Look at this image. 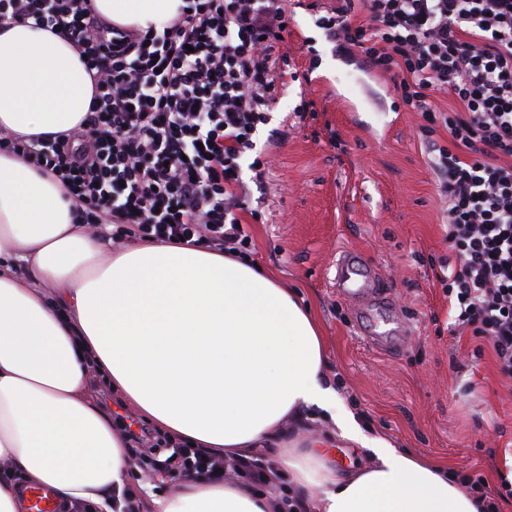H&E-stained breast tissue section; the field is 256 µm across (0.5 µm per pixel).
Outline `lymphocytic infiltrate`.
<instances>
[{
	"instance_id": "obj_1",
	"label": "lymphocytic infiltrate",
	"mask_w": 512,
	"mask_h": 512,
	"mask_svg": "<svg viewBox=\"0 0 512 512\" xmlns=\"http://www.w3.org/2000/svg\"><path fill=\"white\" fill-rule=\"evenodd\" d=\"M163 30L126 31L88 0H0V26L33 21L70 35L95 89L78 128L62 139L0 147L22 152L67 182L83 223L116 240L185 243L250 258L241 212L261 215L253 186L272 158L255 137L269 122L290 63L284 0H183ZM366 20L354 22L355 9ZM342 53H362L391 76L419 131L447 208L445 240L459 262L441 277L460 329L487 340L512 381V0H336L317 20ZM443 94L446 117L428 107ZM445 126L449 144L435 138ZM468 157H460L459 148ZM174 479L262 481V461L179 447Z\"/></svg>"
}]
</instances>
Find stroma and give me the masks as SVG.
<instances>
[{
  "instance_id": "stroma-1",
  "label": "stroma",
  "mask_w": 512,
  "mask_h": 512,
  "mask_svg": "<svg viewBox=\"0 0 512 512\" xmlns=\"http://www.w3.org/2000/svg\"><path fill=\"white\" fill-rule=\"evenodd\" d=\"M314 0H287L282 46L298 70L256 136L274 156L262 223L247 224L252 259L309 306L327 373L367 436L481 480L499 512L512 474V384L485 339L459 334L436 275L452 263L423 119L389 77L335 50L316 25ZM311 50H304V43ZM310 100L314 117L296 108ZM362 254L380 278L384 303L358 312L331 280L342 251Z\"/></svg>"
}]
</instances>
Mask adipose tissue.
I'll return each instance as SVG.
<instances>
[{
	"label": "adipose tissue",
	"mask_w": 512,
	"mask_h": 512,
	"mask_svg": "<svg viewBox=\"0 0 512 512\" xmlns=\"http://www.w3.org/2000/svg\"><path fill=\"white\" fill-rule=\"evenodd\" d=\"M91 4L144 31L163 28L182 0ZM93 95L68 37L0 28V130L54 139L83 121ZM75 210L61 181L0 151V512H23L27 486L81 512H111L127 489V443L90 391L94 370L171 440L215 455L277 452L266 492L199 477L150 496V512H272L283 477L306 512H491L441 466L368 437L337 408L318 326L293 292L204 248L109 251ZM320 414L371 452L370 466L343 471L286 446L285 424Z\"/></svg>",
	"instance_id": "adipose-tissue-1"
}]
</instances>
